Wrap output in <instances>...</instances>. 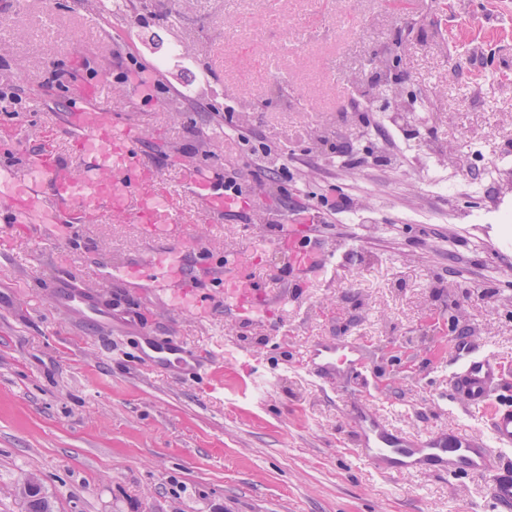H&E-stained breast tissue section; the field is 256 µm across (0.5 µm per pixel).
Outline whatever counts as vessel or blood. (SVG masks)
Instances as JSON below:
<instances>
[{
  "instance_id": "b4317fda",
  "label": "vessel or blood",
  "mask_w": 512,
  "mask_h": 512,
  "mask_svg": "<svg viewBox=\"0 0 512 512\" xmlns=\"http://www.w3.org/2000/svg\"><path fill=\"white\" fill-rule=\"evenodd\" d=\"M55 126L77 155V163L65 162L37 145L24 149L16 142L0 144L1 243L10 241L22 224L38 225L47 239L57 228L75 233L83 223L107 214L151 233L163 228L170 245L110 268L106 280L146 289L158 300L200 318L223 310L240 326L256 324L260 313L277 305V297L264 290L248 260L187 242V227L177 215L173 193L160 169L142 156V134L135 125L121 121L108 97L75 93ZM183 190L195 199L208 223L238 214L250 204L247 198L226 196L220 181L191 172L185 175ZM315 233L311 225L282 223L274 244L293 248L298 267L306 271L315 255ZM46 285L58 308L89 323L110 324V312L94 292L76 284L74 274H55ZM147 346L144 360L151 365L199 371L208 360L204 352L169 337H150ZM363 355L364 348L356 341H319L310 347L305 362L321 374L353 372ZM511 375L512 365L464 346L448 377L451 392L467 408L490 410L492 444L454 432L412 438L367 409L350 419L352 439L368 461L390 476L429 471L485 478L501 512H512V477L498 470L500 451L512 448V399L495 398L502 381Z\"/></svg>"
}]
</instances>
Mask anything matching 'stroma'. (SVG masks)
<instances>
[{
	"label": "stroma",
	"mask_w": 512,
	"mask_h": 512,
	"mask_svg": "<svg viewBox=\"0 0 512 512\" xmlns=\"http://www.w3.org/2000/svg\"><path fill=\"white\" fill-rule=\"evenodd\" d=\"M99 0H0V22L15 31L0 45V77L18 99L0 112V140L15 131L62 156L69 145L52 129L66 112L71 86L117 77L110 105L143 131V157L163 170L185 221L196 203L181 192L185 167L233 171L226 153L225 97L254 104L249 120L287 156L294 177L284 186L244 175L255 206L220 224L197 227L204 245L259 260L267 290L283 293L290 253L270 241L282 219L301 223L311 195L345 194L370 203V225L344 214L320 227L325 260L317 261L298 297L277 312L280 331L240 329L224 315L180 316L139 288L99 277L147 242L138 224L108 216L81 231L86 248L17 232L0 251V512H25L20 480L38 478L54 512H500L485 479L429 472L388 477L350 439L353 403L389 426L424 438L459 430L489 439L487 415L448 392L459 344L512 360V177L482 179L470 195H432L401 164L374 163L359 112L343 89L368 82L382 37L395 41L411 89L435 91V113L419 135L484 153L512 146V0H413L424 22L401 29L376 0H351L354 17L370 18L362 35L344 33L330 13L280 0L295 20L285 61L317 96L318 111L284 107L262 79L243 81L245 62L228 56L207 33L230 17L246 19L247 37L271 48L281 36L259 0H177L170 16L139 11L98 22ZM52 18L56 35L37 30ZM141 65L162 84L145 99L122 82ZM42 110H33L32 98ZM344 130L363 164L333 163L314 126ZM82 272L118 318L147 312L144 331L174 327L178 339L211 352L209 388L170 372L136 368L132 349L97 341L56 308L43 283L60 267ZM353 337L366 350L364 372L325 381L302 365L307 348L328 337Z\"/></svg>",
	"instance_id": "1"
}]
</instances>
